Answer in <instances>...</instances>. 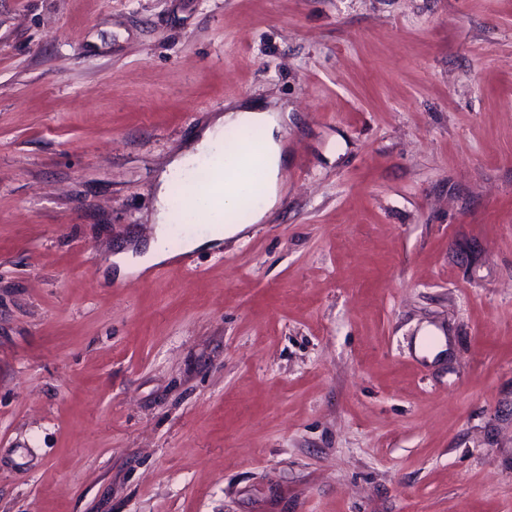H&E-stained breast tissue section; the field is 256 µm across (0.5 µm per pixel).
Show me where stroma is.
Listing matches in <instances>:
<instances>
[{"mask_svg":"<svg viewBox=\"0 0 512 512\" xmlns=\"http://www.w3.org/2000/svg\"><path fill=\"white\" fill-rule=\"evenodd\" d=\"M234 101L277 206L111 277ZM0 512H512V0H0Z\"/></svg>","mask_w":512,"mask_h":512,"instance_id":"obj_1","label":"stroma"}]
</instances>
